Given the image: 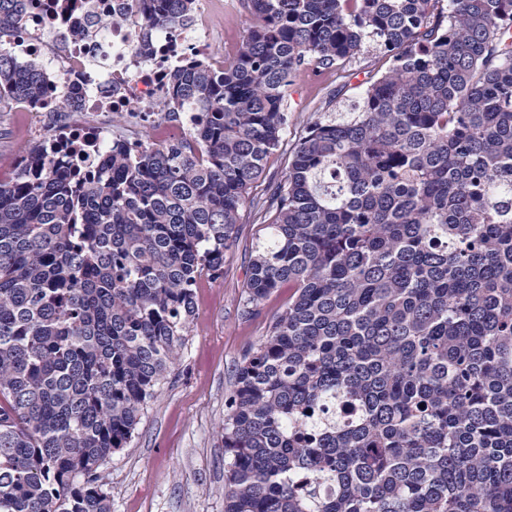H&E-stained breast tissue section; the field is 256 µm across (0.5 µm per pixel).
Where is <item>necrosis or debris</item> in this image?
Wrapping results in <instances>:
<instances>
[{
  "label": "necrosis or debris",
  "mask_w": 512,
  "mask_h": 512,
  "mask_svg": "<svg viewBox=\"0 0 512 512\" xmlns=\"http://www.w3.org/2000/svg\"><path fill=\"white\" fill-rule=\"evenodd\" d=\"M65 0H25L24 25L8 40L11 69L18 74L40 71L46 92L34 104H17L28 135L46 143L56 133L68 140L92 142L94 150L111 147L114 140L137 144L142 126L160 128L164 147L189 142L196 104L169 114L165 101L168 79L192 55L214 69L224 67L225 56L238 43L228 41L215 56L207 45L224 33L222 0H197L189 21L176 29L160 28L139 6V0H77L72 11L58 12ZM114 22L102 28V15ZM70 99L58 112V94ZM123 115L115 124V115Z\"/></svg>",
  "instance_id": "1"
}]
</instances>
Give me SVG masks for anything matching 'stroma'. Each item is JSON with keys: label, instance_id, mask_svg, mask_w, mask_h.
I'll return each mask as SVG.
<instances>
[{"label": "stroma", "instance_id": "1", "mask_svg": "<svg viewBox=\"0 0 512 512\" xmlns=\"http://www.w3.org/2000/svg\"><path fill=\"white\" fill-rule=\"evenodd\" d=\"M387 67L375 51L360 54L342 70L302 65L288 90L287 143H294L310 121L353 99ZM12 122V114L0 115V183L5 185L16 177L22 151L34 144L15 136ZM257 233L252 217L243 215L223 276L199 281L196 314L177 366L146 405L132 439L103 467L112 512H224V404L238 363L293 293L278 288L259 315L241 318L237 302Z\"/></svg>", "mask_w": 512, "mask_h": 512}]
</instances>
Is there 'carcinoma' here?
<instances>
[{"mask_svg":"<svg viewBox=\"0 0 512 512\" xmlns=\"http://www.w3.org/2000/svg\"><path fill=\"white\" fill-rule=\"evenodd\" d=\"M23 0H0V112ZM164 27L196 0H143ZM216 73L172 76L198 150L41 145L0 185V512H111L125 447L259 225L241 315L293 294L242 358L224 413V512H512V0H243ZM373 48L389 67L316 118L288 174V87Z\"/></svg>","mask_w":512,"mask_h":512,"instance_id":"1","label":"carcinoma"}]
</instances>
